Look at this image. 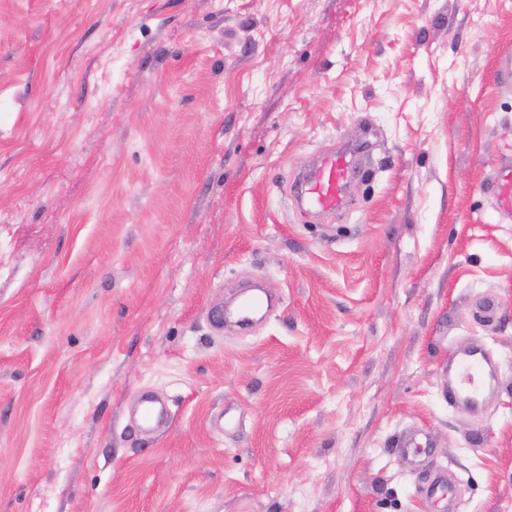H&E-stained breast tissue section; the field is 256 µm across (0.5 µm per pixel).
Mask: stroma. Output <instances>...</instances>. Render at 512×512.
I'll return each mask as SVG.
<instances>
[{"mask_svg":"<svg viewBox=\"0 0 512 512\" xmlns=\"http://www.w3.org/2000/svg\"><path fill=\"white\" fill-rule=\"evenodd\" d=\"M504 44L512 0H0V512H444L439 471L512 512ZM343 143L346 207L297 210ZM253 280L267 318L211 330ZM486 191L492 194L503 216L512 218V169L503 168L497 178L488 183ZM448 370L456 375L455 383L448 387V403L481 411L487 394L497 384L498 376L497 367L486 350L480 346L458 349ZM169 420L165 403L151 393H144L139 402V425L146 431H152Z\"/></svg>","mask_w":512,"mask_h":512,"instance_id":"1","label":"stroma"}]
</instances>
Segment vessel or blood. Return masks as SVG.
<instances>
[{"instance_id": "vessel-or-blood-1", "label": "vessel or blood", "mask_w": 512, "mask_h": 512, "mask_svg": "<svg viewBox=\"0 0 512 512\" xmlns=\"http://www.w3.org/2000/svg\"><path fill=\"white\" fill-rule=\"evenodd\" d=\"M355 145H344L319 156L303 177L296 190V201L309 211L332 213L339 210L349 187L358 174ZM503 216L512 218V170H501L497 178L488 183ZM262 305L260 296L245 297L233 310L240 326L250 325ZM456 375L455 383L448 389V401L481 411L487 395L497 384L498 370L482 347L458 349L449 364ZM169 414L165 403L151 393H144L139 402V425L151 431L166 423Z\"/></svg>"}]
</instances>
